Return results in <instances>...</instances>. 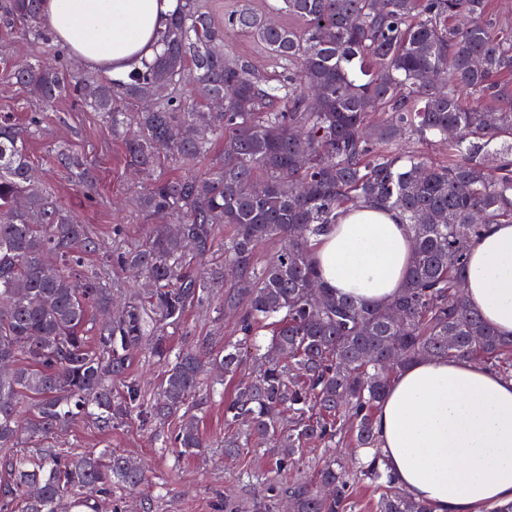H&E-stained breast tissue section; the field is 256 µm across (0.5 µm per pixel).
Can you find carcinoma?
I'll return each mask as SVG.
<instances>
[{"mask_svg": "<svg viewBox=\"0 0 512 512\" xmlns=\"http://www.w3.org/2000/svg\"><path fill=\"white\" fill-rule=\"evenodd\" d=\"M181 3L159 36L161 53L120 78L12 66L35 101L72 97L115 134L125 112L135 113L138 134L126 148L143 172L162 153L194 160L220 138L224 150L207 175L159 179L139 195L142 211L175 223L154 225L142 246L113 248L112 263L140 271L152 288L147 302L129 297L91 335L90 309L112 308L107 272H83L81 253L93 245L86 226L34 188L25 143L0 117V468L8 475L0 512H58L65 498L87 508L93 496L148 483L143 468L110 448L27 454L23 431L46 439L79 419L106 432L134 414L161 428L175 417L161 433L164 447L181 456L208 447L193 399L210 366L221 371L217 384H233L224 453L276 441L288 449L278 472L307 443L334 448L348 432L357 447H377L375 413L416 359H480L512 373V339L457 292L485 225L512 223V88L503 82L512 75V31L488 17L487 0H274L267 13L242 7L224 26L197 0ZM279 10L302 29L272 23ZM19 24L52 44L41 0H0V29ZM231 32L258 37L283 65L280 77L236 54ZM187 69L194 96L158 94ZM308 89L319 92V108L307 103ZM215 97L224 111L204 113ZM486 99L505 105L487 108ZM407 131L448 141V163L398 153L395 138ZM57 158L78 182L91 181L68 149L58 147ZM361 202L396 209L411 227L405 282L385 307L336 294L312 261L318 237ZM220 224L233 229L224 265L191 269L187 249L209 253ZM268 240L280 248L261 263L256 249ZM226 267L238 272L229 290ZM191 307L219 320L239 313L238 335L207 336L195 353L173 347L169 330ZM136 352L165 367L151 403L127 374ZM248 364L251 379L237 380ZM359 483L378 490L376 512H432L383 480L378 464L350 468L337 458L313 485L266 478L254 512H277L283 497L292 512H350Z\"/></svg>", "mask_w": 512, "mask_h": 512, "instance_id": "cac0c4a2", "label": "carcinoma"}]
</instances>
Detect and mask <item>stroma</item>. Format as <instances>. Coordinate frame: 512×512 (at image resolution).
I'll use <instances>...</instances> for the list:
<instances>
[{
    "instance_id": "1",
    "label": "stroma",
    "mask_w": 512,
    "mask_h": 512,
    "mask_svg": "<svg viewBox=\"0 0 512 512\" xmlns=\"http://www.w3.org/2000/svg\"><path fill=\"white\" fill-rule=\"evenodd\" d=\"M32 60L54 66L55 53L25 30L0 31V114L11 115L18 128H26L30 116L40 121L39 131L26 143L36 184L47 190L85 224L95 243L85 253L88 272L108 269L115 296L133 293L137 281L128 271L110 266L116 243L145 244L152 220L144 215L137 198L147 184L128 164L121 137L101 121L97 113L63 98L49 108H39L10 78L14 62ZM66 146L83 158L93 172L91 183L80 184L70 169L59 163L58 146ZM238 317L225 315L215 320L213 312L189 309L172 342L182 349L193 348L205 336H232ZM211 376H203L196 393L199 427L211 446L195 456L183 457L165 448L149 426L129 417L112 431L100 432L85 421L76 422L54 447L90 453L104 448L128 456L148 472L149 487L143 491L116 489L111 499L100 502L97 512H224V492L232 490L239 512H254L261 483L273 468L272 450L243 449L225 457L219 443L224 436V404L211 395Z\"/></svg>"
}]
</instances>
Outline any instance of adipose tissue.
<instances>
[{
  "instance_id": "obj_1",
  "label": "adipose tissue",
  "mask_w": 512,
  "mask_h": 512,
  "mask_svg": "<svg viewBox=\"0 0 512 512\" xmlns=\"http://www.w3.org/2000/svg\"><path fill=\"white\" fill-rule=\"evenodd\" d=\"M179 0H43L55 39L94 68L153 60ZM412 233L393 210L344 209L313 252L338 294L374 306L399 293ZM465 297L502 336L512 335V224L488 225L472 245ZM377 451L395 485L433 512H478L512 503V377L483 363L422 358L391 383L376 412Z\"/></svg>"
}]
</instances>
